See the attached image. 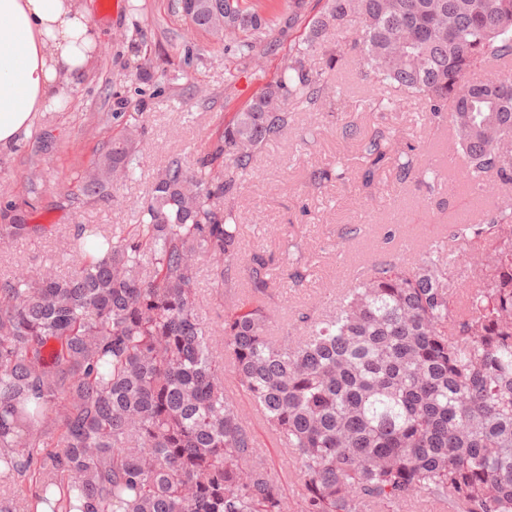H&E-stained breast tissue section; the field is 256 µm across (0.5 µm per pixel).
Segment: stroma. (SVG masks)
<instances>
[{
  "mask_svg": "<svg viewBox=\"0 0 512 512\" xmlns=\"http://www.w3.org/2000/svg\"><path fill=\"white\" fill-rule=\"evenodd\" d=\"M278 16L274 46L257 60L226 58L209 35L193 30L172 0H93L92 20L104 37L94 70L69 107L40 113L31 134L12 150L0 153V206L26 211L35 227L29 236L0 241V279L23 268L64 275L72 269L68 241L82 226L100 228L114 237L132 228L147 189L169 158L194 162L240 111L278 73L290 47L305 38L308 19L322 8L307 0L303 18L289 23L284 0H259ZM150 59V79L136 75L134 62ZM333 76L344 94L317 115L292 108L285 133L258 154L251 175L239 179L235 203L244 213L242 258L229 278L245 283L246 255L257 249L273 254L280 286L270 302L273 335L300 334L301 312L333 307L341 289L352 286L353 268L370 265L385 254L411 260L428 241L451 224H471L497 208L505 187L475 191L448 169V127L422 119L419 100L395 93L392 110L366 108L365 86L354 59H339ZM137 114L144 128L134 177L116 180L112 198L96 201L78 190L99 154L125 123ZM358 125L362 132H383L399 147L414 146L415 166L433 165V185L413 176L397 182L393 170L381 171L373 187L362 184L363 163L358 141L345 139L341 127ZM349 167L346 179L321 187L308 183L311 170L336 160ZM357 236L345 237L347 226ZM301 254L293 267V254ZM301 278H294V270ZM198 312L209 327L219 326L227 308L210 263H202L197 279ZM243 415L258 451L277 472L288 495L300 480L290 460L264 427L248 400Z\"/></svg>",
  "mask_w": 512,
  "mask_h": 512,
  "instance_id": "35a3bbf8",
  "label": "stroma"
}]
</instances>
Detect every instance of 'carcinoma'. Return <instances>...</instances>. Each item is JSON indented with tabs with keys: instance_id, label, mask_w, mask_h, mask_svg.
<instances>
[{
	"instance_id": "cac0c4a2",
	"label": "carcinoma",
	"mask_w": 512,
	"mask_h": 512,
	"mask_svg": "<svg viewBox=\"0 0 512 512\" xmlns=\"http://www.w3.org/2000/svg\"><path fill=\"white\" fill-rule=\"evenodd\" d=\"M191 26L252 58L273 19L249 0H198ZM357 25L348 47L369 79V108L386 89L448 120L482 188L512 183V76L467 81L485 63H512V0H325L276 78L224 123L195 165L171 157L148 190L134 231L117 241L80 233L73 269L0 279V466L38 484L51 512H407L416 498L451 512H512V199L479 224L403 263L381 259L336 305L303 314L298 336L270 333L279 283L273 256L248 259L247 302L224 315L222 342L200 321V261L218 284L238 260L242 213L235 176L288 128V105L315 112L331 95L336 55L308 57ZM361 138L364 183L386 164L400 181L410 152ZM137 123L125 125L82 182L108 197L136 169ZM345 177L344 164L311 185ZM35 227L0 207V237ZM488 237L477 278L459 294L448 242ZM229 356L233 387L224 384ZM260 411L302 483L295 506L244 423L237 395Z\"/></svg>"
}]
</instances>
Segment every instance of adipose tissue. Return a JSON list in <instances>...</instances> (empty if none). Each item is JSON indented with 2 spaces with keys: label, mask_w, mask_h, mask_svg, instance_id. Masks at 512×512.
Masks as SVG:
<instances>
[{
  "label": "adipose tissue",
  "mask_w": 512,
  "mask_h": 512,
  "mask_svg": "<svg viewBox=\"0 0 512 512\" xmlns=\"http://www.w3.org/2000/svg\"><path fill=\"white\" fill-rule=\"evenodd\" d=\"M102 41L89 0H0V149L72 101Z\"/></svg>",
  "instance_id": "1"
}]
</instances>
